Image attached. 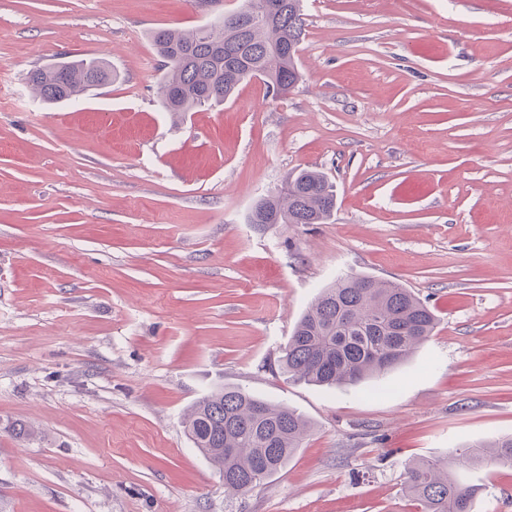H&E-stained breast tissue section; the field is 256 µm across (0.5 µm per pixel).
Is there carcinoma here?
<instances>
[{"mask_svg":"<svg viewBox=\"0 0 512 512\" xmlns=\"http://www.w3.org/2000/svg\"><path fill=\"white\" fill-rule=\"evenodd\" d=\"M261 0L189 32L162 28L151 40L167 71L159 83L166 111L178 114L222 103L246 79L262 76L275 96L302 78L303 0ZM32 70L37 95L54 103L74 100L112 80L103 60L80 59ZM336 209V189L325 174L288 175L255 203L252 224H324ZM436 317L409 289L370 276L345 275L321 289L296 323L278 357L288 378L316 386L359 385L381 379L432 335ZM188 437L224 480V495L246 493L281 470L310 430L296 410L269 403L241 387H219L196 400L183 419ZM490 460L512 467V434L477 442L460 464ZM404 488L421 512H472L479 488L460 482L442 463L408 464Z\"/></svg>","mask_w":512,"mask_h":512,"instance_id":"cac0c4a2","label":"carcinoma"}]
</instances>
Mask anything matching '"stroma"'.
I'll return each mask as SVG.
<instances>
[{"mask_svg":"<svg viewBox=\"0 0 512 512\" xmlns=\"http://www.w3.org/2000/svg\"><path fill=\"white\" fill-rule=\"evenodd\" d=\"M241 3L0 0V512H419L409 461L512 434V0H304L286 96L166 112L152 31ZM77 59L111 82L40 100L29 71ZM299 168L327 223H248ZM342 273L438 317L385 394L274 370ZM233 385L311 429L228 498L183 416ZM453 472L512 512V467Z\"/></svg>","mask_w":512,"mask_h":512,"instance_id":"35a3bbf8","label":"stroma"}]
</instances>
